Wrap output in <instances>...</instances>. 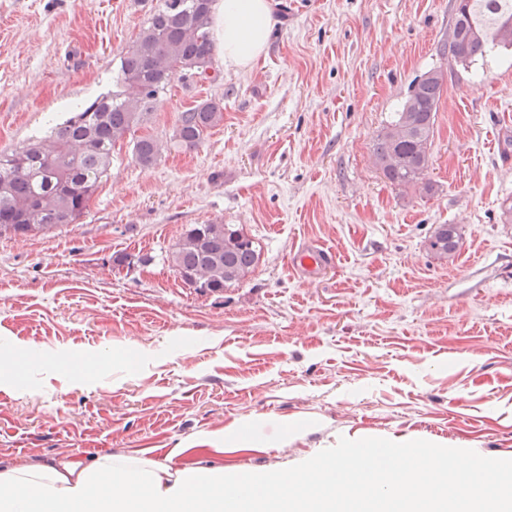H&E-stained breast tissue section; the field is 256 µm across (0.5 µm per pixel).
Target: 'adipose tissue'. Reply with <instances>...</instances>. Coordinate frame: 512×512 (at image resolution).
I'll return each mask as SVG.
<instances>
[{
	"instance_id": "adipose-tissue-1",
	"label": "adipose tissue",
	"mask_w": 512,
	"mask_h": 512,
	"mask_svg": "<svg viewBox=\"0 0 512 512\" xmlns=\"http://www.w3.org/2000/svg\"><path fill=\"white\" fill-rule=\"evenodd\" d=\"M273 0H215L230 68L265 53ZM0 512H512V460L439 462L424 444H357L343 456L250 476L143 467L101 454L0 467Z\"/></svg>"
}]
</instances>
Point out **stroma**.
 <instances>
[{"instance_id":"1","label":"stroma","mask_w":512,"mask_h":512,"mask_svg":"<svg viewBox=\"0 0 512 512\" xmlns=\"http://www.w3.org/2000/svg\"><path fill=\"white\" fill-rule=\"evenodd\" d=\"M156 4L0 0V151L113 90ZM454 9L276 0L251 70L171 81L136 129L163 145L153 164L124 138L77 223L0 237L1 465L109 453L254 474L396 439L512 460V49L456 64ZM435 68L428 194L391 184L372 150ZM205 101L223 119L185 148L180 114ZM215 221L261 257L203 294L167 254ZM440 224L462 233L449 262L426 248ZM309 242L334 262L301 277L290 260Z\"/></svg>"}]
</instances>
